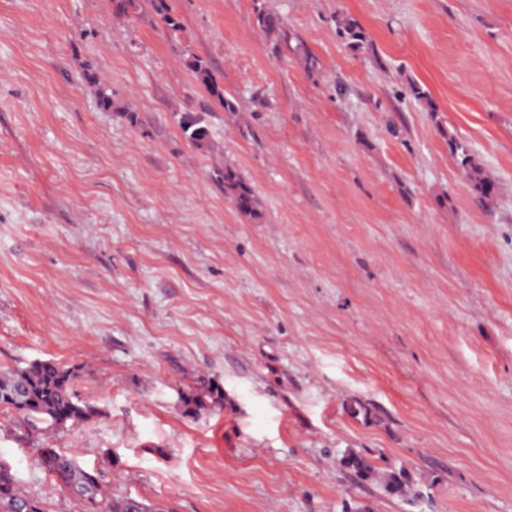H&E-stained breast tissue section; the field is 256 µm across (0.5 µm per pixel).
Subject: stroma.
Segmentation results:
<instances>
[{"instance_id": "obj_1", "label": "stroma", "mask_w": 512, "mask_h": 512, "mask_svg": "<svg viewBox=\"0 0 512 512\" xmlns=\"http://www.w3.org/2000/svg\"><path fill=\"white\" fill-rule=\"evenodd\" d=\"M167 3L173 35L146 2L0 0V371L77 368L97 409L57 429L0 405V458L44 512L88 506L43 448L176 512H411L344 481L354 448L427 485L425 512H512V0H268L293 51L253 0ZM204 103L200 148L180 118ZM227 165L261 223L212 181ZM254 20L257 29L274 41L275 46L285 45L292 50L296 48L291 46L292 37L288 33L283 18L266 5V0H253ZM336 32L348 49L354 52L373 53V43L367 31L353 15L338 14L336 16ZM187 65L194 73L197 81L201 85L205 86L212 97H214L217 102L224 107V111H236L237 107L235 100L226 96L224 94V89L215 82L211 64L207 60L201 57L192 56L191 59L187 60ZM84 78L86 82L98 87L99 101L103 109L114 112L120 111L121 107L115 106L116 101L112 94V88L105 78L93 71H87ZM446 137L448 138V150L461 168L472 191L481 201L491 200L496 192L494 181L474 162L470 149L464 142L452 134H447Z\"/></svg>"}]
</instances>
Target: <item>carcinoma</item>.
Returning a JSON list of instances; mask_svg holds the SVG:
<instances>
[{
	"label": "carcinoma",
	"instance_id": "carcinoma-1",
	"mask_svg": "<svg viewBox=\"0 0 512 512\" xmlns=\"http://www.w3.org/2000/svg\"><path fill=\"white\" fill-rule=\"evenodd\" d=\"M153 13L165 27L177 32L180 23L170 13L167 0H149ZM254 20L257 29L274 41L291 47L292 37L283 18L266 5V0H253ZM336 32L344 45L354 52H371L373 43L362 24L352 15L341 13L336 16ZM197 81L205 86L212 97L226 112L237 111L235 100L224 94L214 80L211 64L201 58L187 60ZM86 82L98 87L100 105L108 111L120 112L116 106L109 82L93 71L85 73ZM200 112H187L180 118V126L186 137L202 147L208 130ZM448 150L461 168L472 191L481 201L494 197L496 185L474 162L468 146L449 133ZM213 180L224 188L236 209L258 221L262 218L260 202L253 188L240 176L236 169L226 165L214 172ZM77 369L67 367L53 360H34L25 367L0 372V405H6L27 418L35 417L50 421L58 427L77 426L94 416L95 406L78 399L73 385L78 379ZM213 398V389L200 393H184L181 400L188 410L204 404V399ZM38 464L48 475L55 487L68 490L72 495L90 504L105 502L104 512H174V510L130 494L106 493L101 475L87 470L79 462L73 450L44 448ZM339 472L352 486L377 492L388 499H399L414 508H422L430 495L422 490L419 481L403 469L382 470L372 452L362 448L350 450L337 460ZM0 512H43L41 501L28 493L18 481L9 464L0 461Z\"/></svg>",
	"mask_w": 512,
	"mask_h": 512
}]
</instances>
